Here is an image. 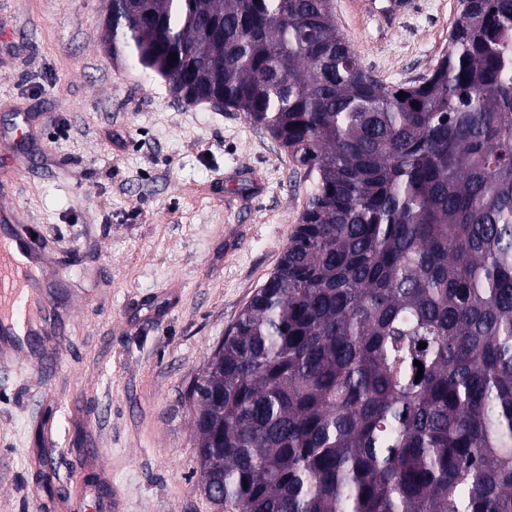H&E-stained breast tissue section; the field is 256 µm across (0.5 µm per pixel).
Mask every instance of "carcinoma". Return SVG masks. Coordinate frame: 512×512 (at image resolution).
Listing matches in <instances>:
<instances>
[{
	"label": "carcinoma",
	"mask_w": 512,
	"mask_h": 512,
	"mask_svg": "<svg viewBox=\"0 0 512 512\" xmlns=\"http://www.w3.org/2000/svg\"><path fill=\"white\" fill-rule=\"evenodd\" d=\"M459 3L430 75L388 85L331 0H110L113 60L313 180L201 379L224 512H512V0Z\"/></svg>",
	"instance_id": "cac0c4a2"
}]
</instances>
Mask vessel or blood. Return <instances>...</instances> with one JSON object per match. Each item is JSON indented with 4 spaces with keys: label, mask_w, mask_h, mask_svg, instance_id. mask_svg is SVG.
<instances>
[{
    "label": "vessel or blood",
    "mask_w": 512,
    "mask_h": 512,
    "mask_svg": "<svg viewBox=\"0 0 512 512\" xmlns=\"http://www.w3.org/2000/svg\"><path fill=\"white\" fill-rule=\"evenodd\" d=\"M357 7L385 22L409 8V0H356ZM43 244L23 225L17 208L0 205V353L17 352L25 339L50 335L55 313L48 299H36L43 287Z\"/></svg>",
    "instance_id": "1"
}]
</instances>
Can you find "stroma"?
<instances>
[{
  "label": "stroma",
  "mask_w": 512,
  "mask_h": 512,
  "mask_svg": "<svg viewBox=\"0 0 512 512\" xmlns=\"http://www.w3.org/2000/svg\"><path fill=\"white\" fill-rule=\"evenodd\" d=\"M392 27L333 0L384 83L426 77L459 0H412ZM108 0H0V164L46 239L61 331L46 364L0 357V512H221L205 494L188 398L274 272L311 183L241 112L178 101L116 63Z\"/></svg>",
  "instance_id": "35a3bbf8"
}]
</instances>
